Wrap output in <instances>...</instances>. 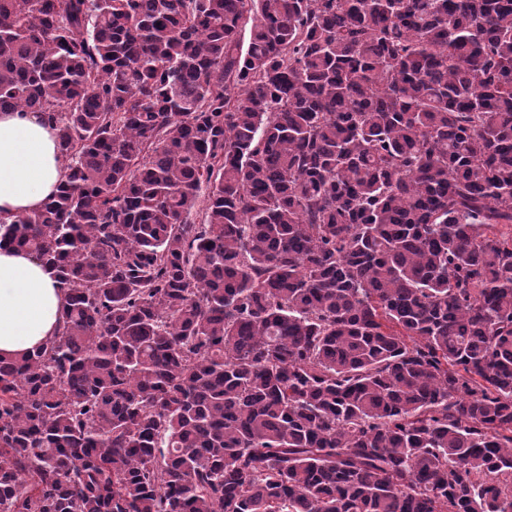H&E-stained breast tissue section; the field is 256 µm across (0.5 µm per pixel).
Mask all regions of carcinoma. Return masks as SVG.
<instances>
[{
    "label": "carcinoma",
    "instance_id": "1",
    "mask_svg": "<svg viewBox=\"0 0 512 512\" xmlns=\"http://www.w3.org/2000/svg\"><path fill=\"white\" fill-rule=\"evenodd\" d=\"M4 512H512V0H0ZM55 131L37 113H0V216L40 209L64 179ZM64 302L52 270L23 251L0 249V357L45 344Z\"/></svg>",
    "mask_w": 512,
    "mask_h": 512
}]
</instances>
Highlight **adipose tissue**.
Here are the masks:
<instances>
[{
  "instance_id": "ef3b65f1",
  "label": "adipose tissue",
  "mask_w": 512,
  "mask_h": 512,
  "mask_svg": "<svg viewBox=\"0 0 512 512\" xmlns=\"http://www.w3.org/2000/svg\"><path fill=\"white\" fill-rule=\"evenodd\" d=\"M65 174L54 130L37 113H0V216L40 209ZM65 302L52 270L35 257L0 249V357L54 336Z\"/></svg>"
}]
</instances>
